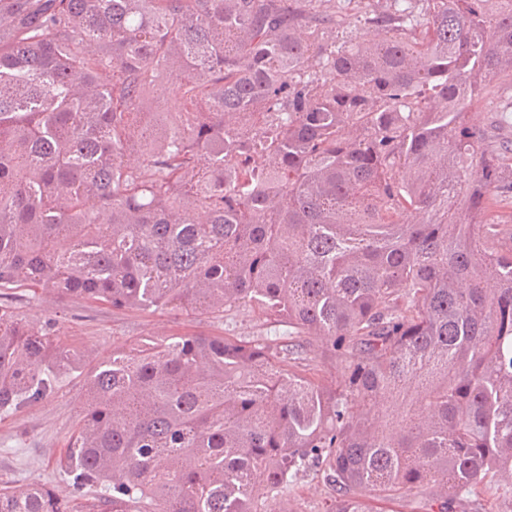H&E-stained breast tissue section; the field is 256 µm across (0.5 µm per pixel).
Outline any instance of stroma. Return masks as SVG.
I'll use <instances>...</instances> for the list:
<instances>
[{
	"label": "stroma",
	"instance_id": "obj_1",
	"mask_svg": "<svg viewBox=\"0 0 512 512\" xmlns=\"http://www.w3.org/2000/svg\"><path fill=\"white\" fill-rule=\"evenodd\" d=\"M505 88L497 80L484 83L471 106L475 125L487 129L493 145L512 142V112L503 111ZM27 320L39 325L48 318L59 322L58 334L76 351L94 350L99 358L113 350L128 347L145 338L176 334H221L249 338L284 334L285 328L266 321L257 312H231L224 320L193 314L177 308L163 310H115L91 305L82 299L58 301L39 290L20 291L17 300ZM85 404L83 380L64 376L48 398L24 407L0 420V482L7 484L40 483L64 499L93 498L97 489L88 486L76 491L70 476L60 467L70 436L79 423Z\"/></svg>",
	"mask_w": 512,
	"mask_h": 512
}]
</instances>
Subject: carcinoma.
Returning a JSON list of instances; mask_svg holds the SVG:
<instances>
[{"label": "carcinoma", "instance_id": "carcinoma-1", "mask_svg": "<svg viewBox=\"0 0 512 512\" xmlns=\"http://www.w3.org/2000/svg\"><path fill=\"white\" fill-rule=\"evenodd\" d=\"M493 78L499 0H0V292L288 327L84 354L86 512H293L311 470L327 512H512V149L468 112ZM56 326L0 302V417L81 369ZM73 509L0 484V512Z\"/></svg>", "mask_w": 512, "mask_h": 512}]
</instances>
